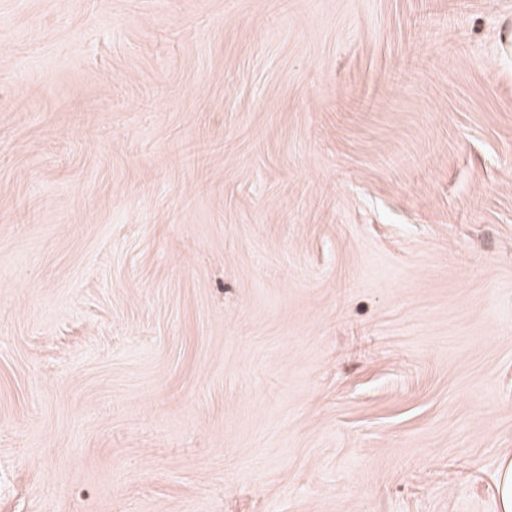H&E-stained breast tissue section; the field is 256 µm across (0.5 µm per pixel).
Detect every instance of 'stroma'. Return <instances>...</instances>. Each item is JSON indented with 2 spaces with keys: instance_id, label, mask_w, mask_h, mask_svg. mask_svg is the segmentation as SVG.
I'll return each mask as SVG.
<instances>
[{
  "instance_id": "35a3bbf8",
  "label": "stroma",
  "mask_w": 512,
  "mask_h": 512,
  "mask_svg": "<svg viewBox=\"0 0 512 512\" xmlns=\"http://www.w3.org/2000/svg\"><path fill=\"white\" fill-rule=\"evenodd\" d=\"M512 0H0V512H500Z\"/></svg>"
}]
</instances>
